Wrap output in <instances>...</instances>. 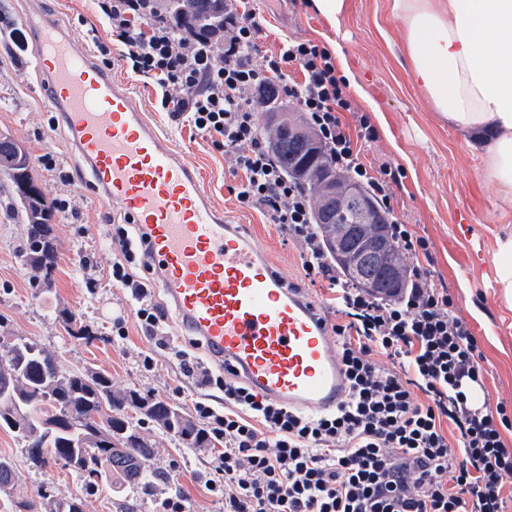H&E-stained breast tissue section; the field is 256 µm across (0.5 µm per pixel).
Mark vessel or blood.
<instances>
[{
    "label": "vessel or blood",
    "instance_id": "1",
    "mask_svg": "<svg viewBox=\"0 0 512 512\" xmlns=\"http://www.w3.org/2000/svg\"><path fill=\"white\" fill-rule=\"evenodd\" d=\"M30 25L46 102L63 110L105 200L145 225L184 334L219 352L268 399L305 415L336 409L346 380L320 305L288 287L267 255L226 223L183 149L147 121L128 85L49 18Z\"/></svg>",
    "mask_w": 512,
    "mask_h": 512
}]
</instances>
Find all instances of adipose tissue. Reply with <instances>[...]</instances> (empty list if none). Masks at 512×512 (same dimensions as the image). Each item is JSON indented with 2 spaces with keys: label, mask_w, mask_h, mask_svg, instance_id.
I'll list each match as a JSON object with an SVG mask.
<instances>
[{
  "label": "adipose tissue",
  "mask_w": 512,
  "mask_h": 512,
  "mask_svg": "<svg viewBox=\"0 0 512 512\" xmlns=\"http://www.w3.org/2000/svg\"><path fill=\"white\" fill-rule=\"evenodd\" d=\"M429 108L482 142L481 176L512 206V0H389Z\"/></svg>",
  "instance_id": "1"
}]
</instances>
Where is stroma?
Returning <instances> with one entry per match:
<instances>
[{
	"instance_id": "obj_1",
	"label": "stroma",
	"mask_w": 512,
	"mask_h": 512,
	"mask_svg": "<svg viewBox=\"0 0 512 512\" xmlns=\"http://www.w3.org/2000/svg\"><path fill=\"white\" fill-rule=\"evenodd\" d=\"M252 5L264 23V50H277L286 37L325 46L337 54V71L354 74L375 104L379 138L365 147V160H386L401 168L394 214L433 246L432 278L448 289L485 356V397L493 405L512 403V309L501 302L492 269L497 238L512 233V207H503L497 187L479 175L481 144L432 112L414 86L399 23L391 17L387 0H349L347 14L335 26L313 10L309 0H253ZM0 13L7 19L0 24V133L23 145L30 156L50 153L77 168L82 159L72 136L66 125H55L58 112L42 95V75L11 40L7 24L43 13L90 50L95 41L110 38L96 2L0 0ZM111 74L133 88L149 119L184 148L186 159L202 174L205 193L228 223L245 226L287 283L302 284L298 249L286 243L278 226L241 207L229 192L233 177L223 152L189 127H174L166 113L156 111L153 88L125 67L114 65ZM29 174L46 199L74 196L79 214H54L57 266L51 281H43L41 272L21 257L26 226L16 216L10 181L0 175V337L31 339L54 354L62 369L89 367L108 374L114 388H132L192 411L204 392L181 376L170 351L152 349L134 328L126 338L112 337L113 317L130 315L133 307L127 293L112 285V227L99 221L105 213H119V205L103 202L87 179L65 185L35 163ZM85 255L91 258V267L81 266ZM66 311L75 312L81 324L97 332L98 342L71 338L62 320ZM147 350L156 363L150 372L141 364ZM132 420L154 444L156 452L148 466L162 476L147 494L126 485L90 491L79 474L63 465L35 468L23 442L4 430L0 456L13 463L18 495L41 498V491H48V499H41L42 512H53L57 502L71 499L81 500L83 512H156L158 498L175 489L189 495L194 512H224L221 501L198 481L211 471L213 449L183 447L143 415L133 414Z\"/></svg>"
}]
</instances>
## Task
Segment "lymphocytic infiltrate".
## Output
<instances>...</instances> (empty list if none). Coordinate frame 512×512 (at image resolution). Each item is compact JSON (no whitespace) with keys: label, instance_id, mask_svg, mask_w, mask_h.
Returning a JSON list of instances; mask_svg holds the SVG:
<instances>
[{"label":"lymphocytic infiltrate","instance_id":"f902f5d3","mask_svg":"<svg viewBox=\"0 0 512 512\" xmlns=\"http://www.w3.org/2000/svg\"><path fill=\"white\" fill-rule=\"evenodd\" d=\"M120 59L156 91L157 111L189 124L229 157L237 201L258 211L297 245L305 276L334 295L337 355L348 395L336 410L307 417L214 373L180 352L197 386H218L224 406H193L217 449L207 492L224 512H504L512 478V428L505 403H476L486 370L479 342L427 266L428 239L395 217L403 174L369 164L363 145L378 134L347 94L332 53L286 38L260 51L263 32L250 0H224V28L200 37L175 28L163 0H98ZM297 70L300 80L288 77ZM295 102L338 169L390 217L389 233L409 260L403 288L384 299L343 279L320 245L312 196L277 166L265 112ZM143 225L112 227V284L129 292L145 338L169 347L166 308L155 300L156 271Z\"/></svg>","mask_w":512,"mask_h":512}]
</instances>
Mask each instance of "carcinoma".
<instances>
[{
  "instance_id": "carcinoma-1",
  "label": "carcinoma",
  "mask_w": 512,
  "mask_h": 512,
  "mask_svg": "<svg viewBox=\"0 0 512 512\" xmlns=\"http://www.w3.org/2000/svg\"><path fill=\"white\" fill-rule=\"evenodd\" d=\"M175 24L205 36L224 28V0H185L174 9ZM276 161L282 171L306 181L313 196L315 219L323 245L336 239L342 225H350L360 247L382 240L383 266L367 260L359 275L344 273L350 281L377 296L391 299L402 287L407 264L389 236V224L377 207L375 220L364 217L351 197L358 189L363 200L370 198L363 188L336 170L330 153L319 145L301 119L284 121L272 130ZM0 171L8 174L15 187L29 180V157L24 153ZM20 213L28 224L22 256L37 265L49 278L57 264V248L50 221L51 204L42 192L19 198ZM69 334L78 341L91 343L95 333L77 325L74 314L65 317ZM9 370L0 369V429H8L25 442L33 466L43 468L49 462L75 460L73 470L86 481V487L116 483L151 485L157 473L146 468L153 446L145 440L128 417L136 409L165 433L187 448H212L214 442L183 409L169 401L143 396L136 389L114 390L112 380L88 370L63 371L54 355L38 343L18 338L0 345V361ZM14 468L0 457V492L11 488Z\"/></svg>"
}]
</instances>
